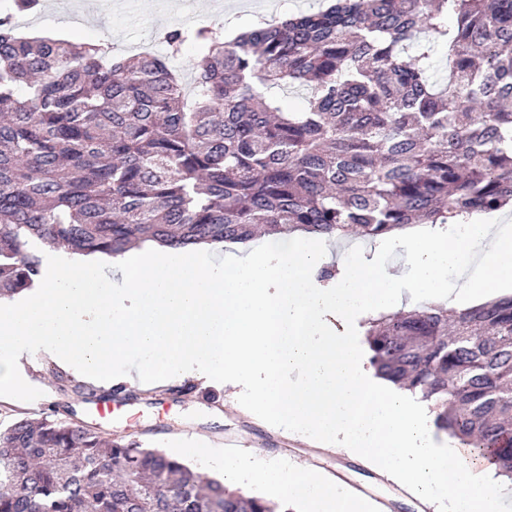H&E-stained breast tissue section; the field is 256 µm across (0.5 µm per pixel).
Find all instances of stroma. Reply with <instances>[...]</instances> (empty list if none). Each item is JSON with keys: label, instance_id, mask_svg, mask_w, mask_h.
<instances>
[{"label": "stroma", "instance_id": "stroma-1", "mask_svg": "<svg viewBox=\"0 0 512 512\" xmlns=\"http://www.w3.org/2000/svg\"><path fill=\"white\" fill-rule=\"evenodd\" d=\"M54 9L23 16L20 31L28 36L66 38L74 31L72 5H79L86 17L81 32L85 41L113 47L150 38L161 26L186 22L198 13L200 0H136L132 6H120L119 0H57ZM219 0L218 23L228 30H245L260 16L271 13L308 12L318 9L323 0ZM32 384L44 385L42 402L16 403L0 397V426L20 417L49 416L68 422L96 427L110 439L137 440L149 446L175 453L184 447L185 433L204 435L208 440L247 437L254 443L252 454L262 461L279 459L288 465H310L349 492L363 498L369 512H438L435 504L421 502L395 481L364 459L350 456L337 448L318 444L298 433L267 424L243 408L231 387L211 386V399L199 396L169 395L157 400L152 387H128L118 398L119 407L111 418L92 415L96 405L95 385L75 378L46 360H34L27 367Z\"/></svg>", "mask_w": 512, "mask_h": 512}]
</instances>
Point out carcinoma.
<instances>
[{
	"mask_svg": "<svg viewBox=\"0 0 512 512\" xmlns=\"http://www.w3.org/2000/svg\"><path fill=\"white\" fill-rule=\"evenodd\" d=\"M39 3L0 11V298L32 286L39 244L115 257L260 229L374 241L512 202V0H328L229 39L172 25L173 51L200 49L190 108L162 58L19 34L13 19ZM289 87L298 109L276 95ZM365 336L378 376L512 478V296L384 314ZM0 512L294 509L161 450L24 417L0 431Z\"/></svg>",
	"mask_w": 512,
	"mask_h": 512,
	"instance_id": "obj_1",
	"label": "carcinoma"
}]
</instances>
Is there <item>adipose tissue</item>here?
Wrapping results in <instances>:
<instances>
[{
  "instance_id": "ef3b65f1",
  "label": "adipose tissue",
  "mask_w": 512,
  "mask_h": 512,
  "mask_svg": "<svg viewBox=\"0 0 512 512\" xmlns=\"http://www.w3.org/2000/svg\"><path fill=\"white\" fill-rule=\"evenodd\" d=\"M224 484L237 486L243 481L276 487L289 500L305 504V512H364L362 503L352 500L342 489L315 476L305 466L271 468L247 456L232 455L222 460Z\"/></svg>"
}]
</instances>
